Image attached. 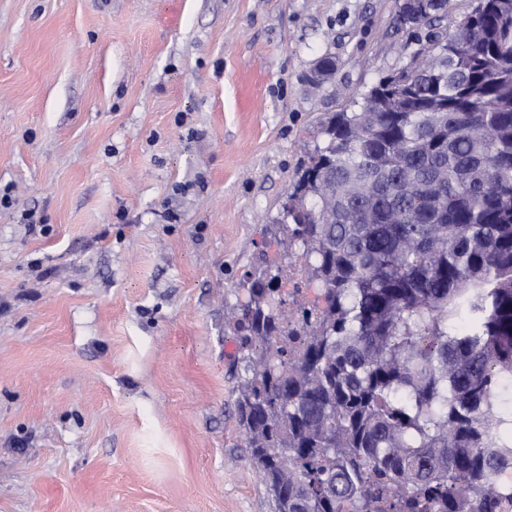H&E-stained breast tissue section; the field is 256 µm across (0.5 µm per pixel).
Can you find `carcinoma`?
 <instances>
[{
  "label": "carcinoma",
  "instance_id": "1",
  "mask_svg": "<svg viewBox=\"0 0 512 512\" xmlns=\"http://www.w3.org/2000/svg\"><path fill=\"white\" fill-rule=\"evenodd\" d=\"M449 19L337 112L298 172L286 257L250 282L238 425L275 512H495L512 466V0ZM441 108L431 125L430 109ZM298 285L300 288L299 295L308 302L313 303L314 301H321L320 291L319 289L313 285L308 284L304 278H301L300 275H294V279L288 282V286L284 287L281 290L282 295L288 299V303H291L292 295H294V288Z\"/></svg>",
  "mask_w": 512,
  "mask_h": 512
}]
</instances>
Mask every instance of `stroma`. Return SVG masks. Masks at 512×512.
Listing matches in <instances>:
<instances>
[{
  "label": "stroma",
  "mask_w": 512,
  "mask_h": 512,
  "mask_svg": "<svg viewBox=\"0 0 512 512\" xmlns=\"http://www.w3.org/2000/svg\"><path fill=\"white\" fill-rule=\"evenodd\" d=\"M397 11L0 0V512H274L236 309L322 122L404 64Z\"/></svg>",
  "instance_id": "obj_1"
}]
</instances>
